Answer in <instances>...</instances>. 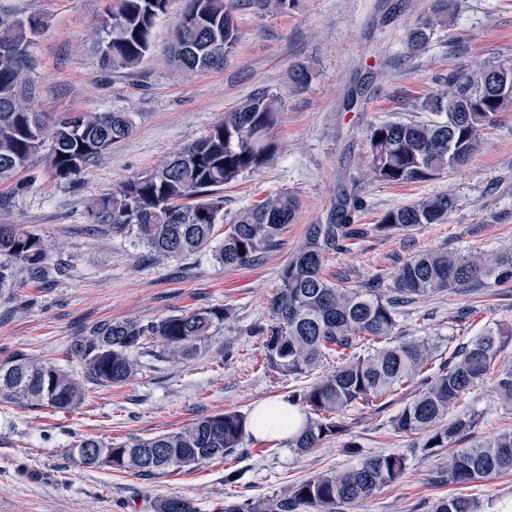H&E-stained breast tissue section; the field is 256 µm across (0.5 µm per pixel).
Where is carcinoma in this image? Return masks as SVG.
<instances>
[{"label": "carcinoma", "mask_w": 512, "mask_h": 512, "mask_svg": "<svg viewBox=\"0 0 512 512\" xmlns=\"http://www.w3.org/2000/svg\"><path fill=\"white\" fill-rule=\"evenodd\" d=\"M170 0H113L100 21L104 36L92 43L99 69L124 73L137 67L152 48L156 21ZM452 0H436L432 14L407 29V47L425 49L450 15ZM235 0H185L182 18L170 47L177 75L224 66L238 43L232 18ZM42 28V18L0 12V182L12 179L27 162L48 150L53 175L70 184L113 144L125 139L132 123L125 112H62L51 116L35 104L30 79L29 48ZM489 67L460 69L426 97L421 109L435 119L428 123L384 121L371 127L367 149L374 177L390 185L425 182L466 163L475 153L480 131L494 124L507 108L492 96ZM281 99L268 92L253 95L206 134L171 155L159 167L128 179L94 199L89 212L96 224L115 235L132 234L155 258L190 259L211 251L226 268L259 263L280 246L279 237L292 223L298 203L288 192L266 196L224 219V185L268 165L278 154L276 130ZM383 138H378V135ZM455 208L450 195L424 198L386 211L366 228L351 223L348 202L340 203L327 224H311L302 246L284 263L279 287L270 305V321L258 324L264 367L278 375L301 379L321 364L332 370L288 401L301 407L304 428L288 439V447L307 454L344 430L341 417L352 407L383 406L382 399L401 385L418 380L422 390L393 420L402 433H422L430 456L467 435L475 415L447 419L461 395L495 374L500 400L512 404V361L499 359L512 325L486 326L460 346L447 361L433 367L434 349L425 341L396 335L398 307L434 293L479 286L492 277L512 281V253L497 258L492 268L481 257L448 250L419 253L397 269L390 288L376 281L346 288L325 277V262L368 234L407 233L423 224H445ZM224 236L216 239L217 226ZM34 279L63 273L50 263L43 241L18 224H0V288L12 285L16 267ZM232 318V309L212 305L189 309L146 323L104 321L87 335L72 339L66 354L82 361L77 378L26 355L0 365V399L23 400L30 406L68 413L84 401L94 385H119L138 370L133 353L152 346L170 359H187ZM380 347L367 355L355 353L364 340ZM247 418L236 411H218L172 432L124 441L81 439L72 455L86 468H102L148 477L196 468L232 456L243 442ZM406 458L400 454L363 456L340 473L306 479L283 498L264 506L231 504L224 512H345L401 479ZM512 472V430L475 442L448 457L440 482L460 492L443 496L432 512H479L480 505L465 489ZM154 512H198L181 496L154 503Z\"/></svg>", "instance_id": "obj_1"}]
</instances>
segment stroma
<instances>
[{"mask_svg": "<svg viewBox=\"0 0 512 512\" xmlns=\"http://www.w3.org/2000/svg\"><path fill=\"white\" fill-rule=\"evenodd\" d=\"M431 0H295L286 13L239 0L233 12L239 42L223 68L176 76L167 48L184 0H170L152 32L153 48L129 73L104 74L90 39L110 0H0V7L45 22L33 40L36 103L45 112H126L133 128L76 184L57 180L46 153L33 156L14 181L0 184L9 198L0 221L38 233L65 275L41 284L16 273L0 289V363L22 352L79 371L78 357L63 349L108 320H155L179 310L224 304L232 320L215 331L198 355L172 360L139 354L137 373L121 385L88 390L73 412L0 401V512H154L174 494L199 512H224L230 503L259 506L287 495L299 482L355 466L360 455L399 453L402 479L351 506L349 512H431L451 486L435 484L445 456L425 455L422 435L397 432L395 415L418 389L401 387L381 410H349L345 429L300 455L287 441L245 437L231 464L215 461L148 479L106 469H86L70 450L80 439L146 437L183 427L226 409L251 414L264 401L288 397L297 380L259 370L257 323L270 319L269 300L278 273L303 242L309 225L323 224L342 197L357 199V224L378 223L387 210L424 196L452 195L456 207L444 224H425L405 234L371 233L348 251L331 255L327 276L357 287L372 280L391 285L399 264L427 249L493 258L512 250V109L482 130L469 161L421 183L374 181L367 134L383 121H427L419 103L441 82L473 62L512 64V0H453L450 22L437 28L428 47L408 50L407 28L424 17ZM311 69L303 89L290 71ZM280 96L279 152L256 173L241 175L221 191L225 215L287 191L298 200L280 247L258 265L225 268L210 254L188 260L154 259L133 237L107 227L90 231L87 203L114 185L146 173L176 150L204 135L226 112L253 94ZM476 312L459 322L461 310ZM494 323L512 324V282L487 280L476 292L448 291L405 306L402 335L429 339L438 361ZM451 415L476 417L473 439L512 428V406L499 399L493 379L461 396ZM361 449L349 453V446ZM240 480L224 482L225 467Z\"/></svg>", "mask_w": 512, "mask_h": 512, "instance_id": "35a3bbf8", "label": "stroma"}]
</instances>
